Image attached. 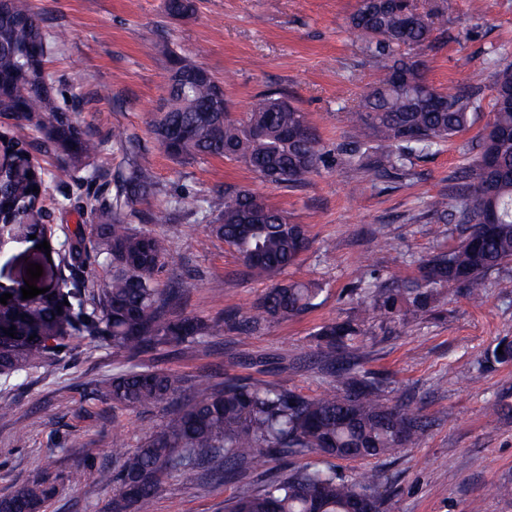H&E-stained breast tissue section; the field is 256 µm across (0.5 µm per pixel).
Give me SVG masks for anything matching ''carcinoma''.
Listing matches in <instances>:
<instances>
[{
	"label": "carcinoma",
	"instance_id": "obj_1",
	"mask_svg": "<svg viewBox=\"0 0 512 512\" xmlns=\"http://www.w3.org/2000/svg\"><path fill=\"white\" fill-rule=\"evenodd\" d=\"M450 4L405 19L394 7L369 0L350 18L355 33L378 68L360 105L349 113L353 136L347 153L355 156L371 142L385 148L375 175L402 171L410 156L452 140L475 120L476 91L484 73L500 89H512V62L493 53L477 68L469 84L453 93L429 84L419 52L428 46ZM61 30H50L31 0H0V111L16 115L34 131L20 137L0 133V149L10 152L15 171L0 175V231L7 238L48 240L65 248L63 269L49 291L22 299L21 289L0 303V376L7 378L45 362L75 333L107 343L117 360L106 387L112 406L142 410L162 406L165 421L129 450L115 443L117 468H104L98 483L112 488L110 512H152L168 479L185 485L200 479H234L250 483L253 463L267 458L320 455L327 459L370 461L391 457L422 440L426 417L411 403H391L384 382L356 369L350 349L371 319L382 323L417 321L436 310L450 286L478 300L484 297L488 271L512 261V103L493 97L492 121L472 146V165L464 175L454 205L465 236L447 251L419 266V276L397 288H364L357 312L348 320L323 323L315 333L333 390L305 397L281 384L248 382L233 376L217 384L189 383L181 377L142 368L133 360L142 352L166 347L191 349L224 328L241 331L293 318L312 304V283L282 280L309 247L305 225L253 191L228 186L203 197L199 209L210 230L241 262L246 276L271 281L252 309L243 315L205 319L181 312L185 289L167 286L160 273L170 258L169 239L133 226L138 205L154 194V184L139 163L126 131L112 129V142L125 148L127 172L116 194L76 197L73 209L91 218L59 243L44 224L28 220L42 215L47 185L68 187L104 147L74 112L53 93V75L45 70L47 49L65 45ZM168 78L152 133L175 159L218 158L244 164L263 180L288 188L301 186L323 161V145L307 114L283 96L257 97L246 116L214 112L218 86L202 66L182 59ZM61 153L52 170L34 165L32 154ZM38 191H33V188ZM105 270L102 286L85 276L88 266ZM16 327L15 337L5 330ZM377 475L361 473L349 481L333 465H301L261 482L227 506V512H356L361 496L383 512ZM54 492L46 480H33L0 496V512H43Z\"/></svg>",
	"mask_w": 512,
	"mask_h": 512
}]
</instances>
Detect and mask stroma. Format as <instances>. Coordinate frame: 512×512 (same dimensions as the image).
I'll use <instances>...</instances> for the list:
<instances>
[{"label": "stroma", "instance_id": "35a3bbf8", "mask_svg": "<svg viewBox=\"0 0 512 512\" xmlns=\"http://www.w3.org/2000/svg\"><path fill=\"white\" fill-rule=\"evenodd\" d=\"M44 25L67 33L49 56L56 93L100 138L106 150L92 163L98 183L115 187L125 167L114 127L133 138L158 191L141 206V225L160 227L172 239L164 283L186 290L184 312L223 318L249 310L266 285L244 277L235 254L211 234L197 211L199 200L225 186L245 187L305 225L310 246L288 278L311 282L313 306L288 321L245 334L236 329L188 350L140 354L137 364L197 382L231 375L271 380L307 397L332 387L314 338L325 321L342 320L356 306L360 276L383 283L410 279L422 256L452 247L461 228L452 217L428 213L431 197L450 195L472 163L470 146L490 120L493 86L484 82L475 123L450 143L414 155L401 175L376 177L347 160L351 130L345 115L373 79V63L349 18L358 0H194L186 17L171 16L166 0H32ZM512 61V0H450L448 22L426 49V78L448 92L468 83L490 51ZM210 71L224 84L236 117L251 99L277 93L306 112L324 158L296 188L264 182L245 166L220 159H174L155 140L151 125L165 94L170 53ZM107 86L111 96L99 98ZM179 200L177 209L167 203ZM35 240L0 250V288L25 282L29 264L44 266ZM484 298L449 291L446 312L420 324H393L389 333L365 326L360 365L386 384L390 401L421 406L428 427L417 447L380 460L340 461L351 480L372 468L390 512H512V496H486L493 485L512 484V416L488 420L485 407L512 388V363L489 360L504 338L512 340V264L487 275ZM114 371L110 348L90 336L74 337L58 358L10 379L0 378V496L37 478L55 487L43 512H104L111 490L98 485L99 469L114 465L113 440L128 447L163 420L148 412L112 407L99 394ZM54 459L46 468V459ZM84 475L72 486L71 473ZM235 481L189 486L170 479L153 512H224L243 492Z\"/></svg>", "mask_w": 512, "mask_h": 512}]
</instances>
